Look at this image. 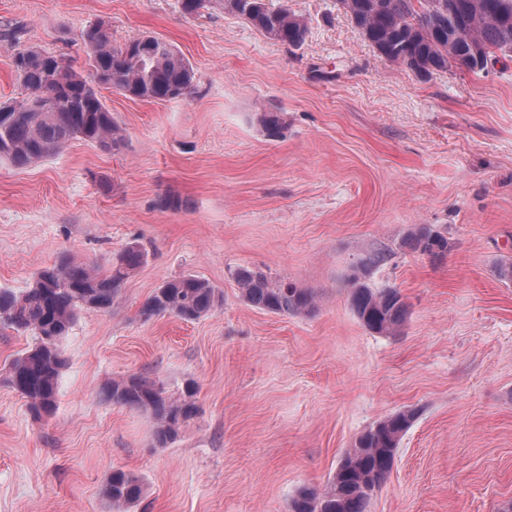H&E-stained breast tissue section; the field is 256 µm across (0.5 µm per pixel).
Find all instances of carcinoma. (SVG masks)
I'll use <instances>...</instances> for the list:
<instances>
[{"instance_id": "cac0c4a2", "label": "carcinoma", "mask_w": 512, "mask_h": 512, "mask_svg": "<svg viewBox=\"0 0 512 512\" xmlns=\"http://www.w3.org/2000/svg\"><path fill=\"white\" fill-rule=\"evenodd\" d=\"M434 0H347L346 14L356 20L361 34L386 60L412 68L415 61L434 71L455 65L448 57V43L455 42L458 28L469 32L484 58L492 61L506 43L512 44V0H457L458 15L433 13L429 30H417L422 14ZM182 12L194 15L202 8L229 11L247 19L269 39L291 47L306 38L307 25L284 7L271 10L262 0H180ZM89 73L72 68L62 55V64L46 68L48 55L29 48L14 60H25L15 68L27 91L20 101L0 103V162L17 169L34 167L74 140L95 143L110 151L125 146L123 129L98 93L110 86L134 99L166 101L186 96L193 84V69L173 45L149 38L145 50L134 41L112 44L104 24L86 29L82 35ZM42 95L52 104L38 111L30 96ZM265 135H281L277 112L257 113ZM403 245L433 257L448 252V238L429 225H418L407 233ZM146 257L137 244L112 257L105 269L64 258L41 270L32 286L16 293L0 288V327L32 337V343L9 363L5 380L27 402L39 419L56 406L58 384L68 361L61 340L83 309L105 310L119 297L122 286ZM241 299L272 314L302 315L315 310L312 291L295 282L273 280L266 274L240 267L234 275ZM351 310L368 331L383 336L400 331L408 306L394 288H373L357 276L348 279ZM215 289L205 279L184 275L157 288L144 303L146 317L169 314L184 321L198 320L215 310ZM193 392L176 397L164 386L139 375L112 382L105 397L112 403L143 410L154 420V441L166 447L192 416ZM415 412L394 413L361 434L348 449L325 487L304 488L292 497L289 512H367L371 493L367 488L381 483L391 471L395 452L410 427ZM105 495L118 512L138 503L144 495L143 480L135 474L115 470L109 476Z\"/></svg>"}]
</instances>
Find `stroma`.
Wrapping results in <instances>:
<instances>
[{"instance_id":"1","label":"stroma","mask_w":512,"mask_h":512,"mask_svg":"<svg viewBox=\"0 0 512 512\" xmlns=\"http://www.w3.org/2000/svg\"><path fill=\"white\" fill-rule=\"evenodd\" d=\"M265 2L305 18L301 46L228 12L184 15L179 0H0L2 102L26 95L18 49L86 70L80 36L100 21L116 45L169 42L194 72L170 101L101 89L122 151L78 140L33 168L0 163V288L69 256L148 252L112 308L83 311L63 339L52 415L34 419L0 380V512H113L116 469L146 484L129 512H287L406 410L368 512H512V282L497 276L512 259V57L422 77L380 57L337 0ZM263 110L281 113L280 138L261 132ZM419 224L445 233L443 257L403 246ZM380 249L366 281L409 310L393 336L367 331L348 300L353 268ZM243 266L310 288L314 312L245 303ZM187 274L215 288L214 312L142 316ZM133 374L196 390L168 447L149 414L103 394Z\"/></svg>"}]
</instances>
